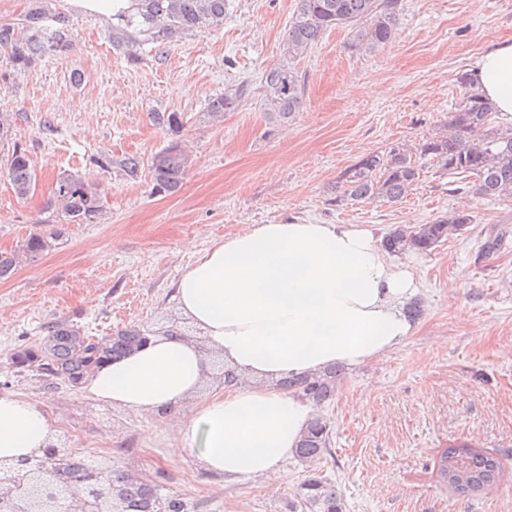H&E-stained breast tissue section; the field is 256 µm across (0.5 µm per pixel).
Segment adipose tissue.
Instances as JSON below:
<instances>
[{"label": "adipose tissue", "instance_id": "obj_1", "mask_svg": "<svg viewBox=\"0 0 512 512\" xmlns=\"http://www.w3.org/2000/svg\"><path fill=\"white\" fill-rule=\"evenodd\" d=\"M476 89L512 121V40L492 44L471 69ZM415 274L389 262L358 224H254L201 252L176 284L180 313L199 337L160 335L98 368L84 382L94 399L154 416L195 399L181 444L208 472L235 481L275 480L313 406L280 379L358 366L398 346L414 329L405 305ZM242 380L201 388L209 352ZM53 439L43 408L0 392V461L40 455Z\"/></svg>", "mask_w": 512, "mask_h": 512}]
</instances>
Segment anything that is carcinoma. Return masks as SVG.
Wrapping results in <instances>:
<instances>
[{"mask_svg":"<svg viewBox=\"0 0 512 512\" xmlns=\"http://www.w3.org/2000/svg\"><path fill=\"white\" fill-rule=\"evenodd\" d=\"M226 0H128L127 6L112 12V47L127 64L143 60L141 46L154 45L161 51L197 30L224 27ZM400 0H298L283 42V60L265 70L262 76L263 112L268 125L291 120L304 104V79L293 66L331 29L350 30L351 47L372 52L391 42L400 20ZM73 38L69 15L50 7V0H32L19 23L0 24V50L10 53L13 67L24 71L46 55L68 53ZM463 97L444 129L412 146L404 143L389 152L369 154L348 169L336 186V201L370 200L396 203L407 196L420 178L416 157L428 158L443 175L473 179L476 193L484 197L512 198V123L493 112L489 102L475 92L466 74L459 77ZM247 84L231 85L211 97L205 115L221 122L249 98ZM16 113L0 112V145L8 147L4 176L15 195L24 199L36 188L37 174L28 147L10 142ZM151 120L167 129L172 139L152 155L149 163L134 155L112 157L101 154L94 163L118 168L128 181L142 176L147 165L153 190L159 194L177 193L191 166V154L180 138L185 122L175 109L151 113ZM59 207L73 224H94L102 215L103 193L80 173H63L55 181L48 207ZM472 223L466 213H456L429 224L393 228L383 241L392 254H426ZM64 228L49 234L33 233L17 248L0 252V279L12 276L17 264L33 261L56 245ZM47 336L10 357L18 373H33L48 387L66 385L78 388L84 379L108 359H117L148 341L146 331L129 326L111 336H86L64 321L45 327ZM345 367L337 364L323 372L303 377H286L279 385L315 406L331 403ZM332 427L322 416H315L304 432L294 455L310 467L309 475L284 504L285 512H345L340 490L317 469L331 453ZM63 469L78 483L87 478L95 464L79 452L60 459ZM441 484L460 494L473 495L495 485L502 474L499 458L469 442L455 443L441 450L436 462ZM101 491L112 498L119 512H195V506L178 495L161 493L154 479L135 473L109 471Z\"/></svg>","mask_w":512,"mask_h":512,"instance_id":"obj_1","label":"carcinoma"}]
</instances>
